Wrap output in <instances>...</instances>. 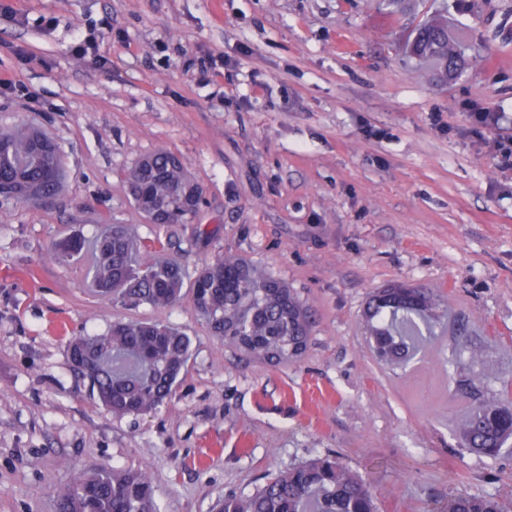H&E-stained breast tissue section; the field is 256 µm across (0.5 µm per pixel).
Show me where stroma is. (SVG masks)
Here are the masks:
<instances>
[{
    "mask_svg": "<svg viewBox=\"0 0 512 512\" xmlns=\"http://www.w3.org/2000/svg\"><path fill=\"white\" fill-rule=\"evenodd\" d=\"M433 0H0V131L44 130L66 167L45 205L0 200V512H56L94 465L148 468L161 512H214L333 454L382 512H443L460 492L512 499V456L467 448L470 408L512 380V0L448 15L471 62L439 84L401 51ZM97 46L78 54L88 33ZM505 113L475 133L468 114ZM164 149L203 192L159 230L126 174ZM124 224L187 272L227 253L286 281L313 315L295 361H252L190 300L165 310L94 296L55 241ZM392 283L446 316L403 366L371 350L364 312ZM124 318L187 332L193 356L157 412L113 417L71 366L70 337ZM465 329L454 335L455 326ZM483 349L484 384L461 381Z\"/></svg>",
    "mask_w": 512,
    "mask_h": 512,
    "instance_id": "stroma-1",
    "label": "stroma"
}]
</instances>
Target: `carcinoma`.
Returning <instances> with one entry per match:
<instances>
[{
	"label": "carcinoma",
	"instance_id": "1",
	"mask_svg": "<svg viewBox=\"0 0 512 512\" xmlns=\"http://www.w3.org/2000/svg\"><path fill=\"white\" fill-rule=\"evenodd\" d=\"M466 47L439 5L409 32L405 56L442 80L468 65ZM62 158L46 134L21 126L0 134V184L18 187L14 199L52 197L63 187ZM136 206L159 227L196 214L185 196L194 185L175 155L159 149L140 158L127 175ZM54 249L86 261V276L111 303L165 309L190 297L209 331L261 363H284L306 349L308 309L283 280L243 257L226 255L188 277L177 261L154 255L155 242L114 224L87 239L69 234ZM439 295L395 286L377 292L366 312L369 341L385 362L410 357L420 326H429ZM191 338L155 321L113 322L100 334L76 335L67 345L71 365L90 392L116 417L158 411L187 371ZM465 443L489 459L512 454V381L498 398L476 404L463 428ZM58 512H159L150 473L144 468L94 466L57 492ZM216 512H381L368 479L333 455L319 456L269 478L250 494H226ZM447 512H512L494 495L459 493Z\"/></svg>",
	"mask_w": 512,
	"mask_h": 512
}]
</instances>
